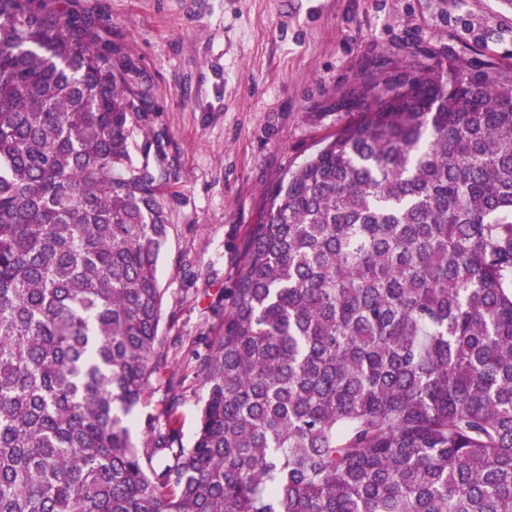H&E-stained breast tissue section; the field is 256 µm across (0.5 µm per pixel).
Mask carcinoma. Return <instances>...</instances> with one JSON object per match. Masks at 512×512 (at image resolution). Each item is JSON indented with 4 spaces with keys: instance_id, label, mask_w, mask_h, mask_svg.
Returning a JSON list of instances; mask_svg holds the SVG:
<instances>
[{
    "instance_id": "1",
    "label": "carcinoma",
    "mask_w": 512,
    "mask_h": 512,
    "mask_svg": "<svg viewBox=\"0 0 512 512\" xmlns=\"http://www.w3.org/2000/svg\"><path fill=\"white\" fill-rule=\"evenodd\" d=\"M137 75L99 5L0 0V512H512V67L356 78L249 231L189 448ZM164 406L165 398L163 393L153 390L150 394L141 399L134 410V416L143 423L149 416H161Z\"/></svg>"
}]
</instances>
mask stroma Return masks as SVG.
<instances>
[{
    "mask_svg": "<svg viewBox=\"0 0 512 512\" xmlns=\"http://www.w3.org/2000/svg\"><path fill=\"white\" fill-rule=\"evenodd\" d=\"M150 86L172 169L164 290L184 446L205 393L191 367L269 192L352 118L337 101L373 61L454 54L512 66L502 0H99Z\"/></svg>",
    "mask_w": 512,
    "mask_h": 512,
    "instance_id": "obj_1",
    "label": "stroma"
}]
</instances>
